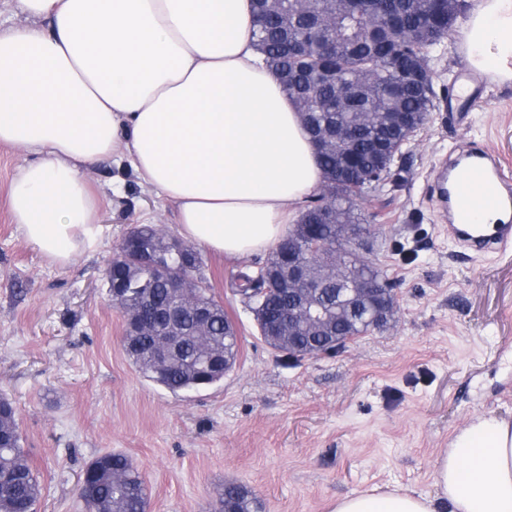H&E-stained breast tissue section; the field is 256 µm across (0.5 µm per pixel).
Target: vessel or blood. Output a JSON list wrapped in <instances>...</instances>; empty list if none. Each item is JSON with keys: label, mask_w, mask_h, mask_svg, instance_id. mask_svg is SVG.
Listing matches in <instances>:
<instances>
[{"label": "vessel or blood", "mask_w": 512, "mask_h": 512, "mask_svg": "<svg viewBox=\"0 0 512 512\" xmlns=\"http://www.w3.org/2000/svg\"><path fill=\"white\" fill-rule=\"evenodd\" d=\"M431 194L448 214L449 235L474 256L512 244V175L495 153L480 145L465 146L440 167ZM489 208L502 212L503 220L481 223Z\"/></svg>", "instance_id": "b4317fda"}]
</instances>
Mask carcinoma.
<instances>
[{
    "label": "carcinoma",
    "mask_w": 512,
    "mask_h": 512,
    "mask_svg": "<svg viewBox=\"0 0 512 512\" xmlns=\"http://www.w3.org/2000/svg\"><path fill=\"white\" fill-rule=\"evenodd\" d=\"M464 9L465 0H453L448 12L436 11L432 0H391L389 10L383 12L338 7L333 19L336 50L322 59L308 48L319 28V0H279L276 4L252 0L258 47L288 96L300 105L309 136L339 128L354 133L350 140L317 154L324 175L347 165L349 179L334 180L331 194L314 199L280 241L282 245L303 242L307 276L325 284L322 291L309 292L305 299L322 308L323 319L302 318L293 326L291 337L282 335L280 323L288 313V296L274 289L269 280L272 267L279 262L276 250L261 266L240 272L233 280L235 292L250 298L253 318L262 323L261 337L266 342L271 336L281 337L282 351L291 358H299L301 351L326 350L333 336L355 340L369 333L372 322L363 301L336 302V289L349 287L355 278L369 277L383 284L389 300L395 301L390 278L372 249L362 252L339 241L336 228L368 223L356 201L379 186L369 181L379 162L375 143L387 146L383 179L406 160L412 135L397 126L398 114L410 115L416 127L429 122L437 97L432 81L407 86L398 96L391 94V87L402 80L404 70L429 67L431 55ZM431 19L437 21L436 26L430 36H421L422 22ZM323 68L335 74V82L316 81V73ZM343 90L356 93L357 100L348 110L339 111L332 103ZM137 230V247L112 256V280H123L131 294L123 303L125 314L156 322L167 307L183 303V296L169 287L165 273L150 275L136 262L139 252L160 251L169 237L150 224H139ZM165 264L180 266L199 281L194 297L183 303L179 354L157 374L150 364L156 337L138 336L125 350L143 374L176 394L193 388L194 373L204 372L213 355L226 349L238 353L239 336L225 334L231 320L211 294L199 253H172ZM84 482L91 487L89 494L79 496L85 512H147L144 479L135 461L124 454L108 452L96 458L86 468ZM40 494L39 482L21 448L16 410L7 403L0 414V512H24V507L36 506ZM218 512H266V505L245 485L230 482L224 485Z\"/></svg>",
    "instance_id": "obj_1"
}]
</instances>
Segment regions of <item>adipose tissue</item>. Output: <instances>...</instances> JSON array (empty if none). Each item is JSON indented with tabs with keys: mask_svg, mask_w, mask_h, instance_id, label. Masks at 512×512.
Segmentation results:
<instances>
[{
	"mask_svg": "<svg viewBox=\"0 0 512 512\" xmlns=\"http://www.w3.org/2000/svg\"><path fill=\"white\" fill-rule=\"evenodd\" d=\"M0 145L33 159L13 221L50 262L100 230L86 171L122 154L179 234L220 255L273 248L323 173L299 112L255 49L250 0H6ZM470 65L512 82V0H477L460 28ZM438 494L376 488L334 512H512V428L487 413L438 461Z\"/></svg>",
	"mask_w": 512,
	"mask_h": 512,
	"instance_id": "1",
	"label": "adipose tissue"
}]
</instances>
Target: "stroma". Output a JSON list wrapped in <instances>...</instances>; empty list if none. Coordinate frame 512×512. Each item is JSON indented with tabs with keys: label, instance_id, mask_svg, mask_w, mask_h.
Listing matches in <instances>:
<instances>
[{
	"label": "stroma",
	"instance_id": "stroma-1",
	"mask_svg": "<svg viewBox=\"0 0 512 512\" xmlns=\"http://www.w3.org/2000/svg\"><path fill=\"white\" fill-rule=\"evenodd\" d=\"M436 108L407 163L359 204L375 257L394 281L398 318L331 355L288 358L257 333L232 288L265 255L203 254L212 294L238 329L224 379L174 394L139 371L122 346L124 317L105 270L134 224L176 226L170 206L118 162L90 171L102 231L67 266L28 244L10 186L30 157L0 147V396L17 411L21 445L41 487L37 512H84L89 463L118 451L139 465L148 512H214L228 482L266 512H333L371 489L435 495V467L481 413L512 422V247L466 259L429 195L438 158L488 147L512 174V82L481 74L463 107L457 77L472 68L457 34L433 54Z\"/></svg>",
	"mask_w": 512,
	"mask_h": 512
}]
</instances>
